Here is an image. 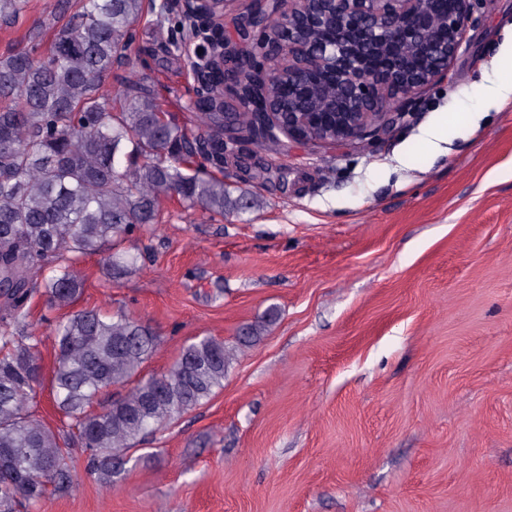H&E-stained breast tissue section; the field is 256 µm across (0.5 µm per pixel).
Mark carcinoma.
<instances>
[{"label": "carcinoma", "mask_w": 512, "mask_h": 512, "mask_svg": "<svg viewBox=\"0 0 512 512\" xmlns=\"http://www.w3.org/2000/svg\"><path fill=\"white\" fill-rule=\"evenodd\" d=\"M26 0H0L14 22ZM57 0L51 20L69 18L45 52L39 44L0 57V278L14 283L0 298V512H43L50 491L72 488L68 464L86 455V470L114 482L125 454L224 387L232 354L224 341L197 336L167 372L138 378L158 334L123 310L76 312L56 324V409L66 430L54 433L30 410L43 382L37 337L25 332L34 293L47 307L71 306L83 289L77 262L160 223L173 197L209 216L246 208L224 178V113L190 103L192 130L162 109L147 80L131 71L102 90L112 69L134 52L132 27L146 0H80L68 14ZM336 30L326 17L310 30L320 41ZM276 108L317 111L333 96L336 76L284 70ZM117 282L136 268L131 254H108ZM271 307L239 337L257 342L277 319Z\"/></svg>", "instance_id": "carcinoma-1"}]
</instances>
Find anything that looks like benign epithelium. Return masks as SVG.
<instances>
[{
  "instance_id": "benign-epithelium-1",
  "label": "benign epithelium",
  "mask_w": 512,
  "mask_h": 512,
  "mask_svg": "<svg viewBox=\"0 0 512 512\" xmlns=\"http://www.w3.org/2000/svg\"><path fill=\"white\" fill-rule=\"evenodd\" d=\"M176 7L188 24V35L199 41L188 66L195 78L194 98L224 102V88L234 86L240 104L250 110L253 136L277 138L282 134L305 143L359 144L398 124L406 113L397 102L430 83L443 78L457 56L471 19L474 0H452L441 14L439 0H263L235 19L240 42L224 37L210 40L212 32L224 31V0H162ZM344 26L342 38L314 43L304 21L317 18L324 8ZM261 35L248 40L249 32ZM404 38L407 51L385 65L371 68L365 59L382 45ZM417 52L430 66L422 72L411 70L408 55ZM288 64L300 76L328 68L341 75L336 96L324 102L325 112L283 114L271 105L268 90L273 78L264 63Z\"/></svg>"
}]
</instances>
